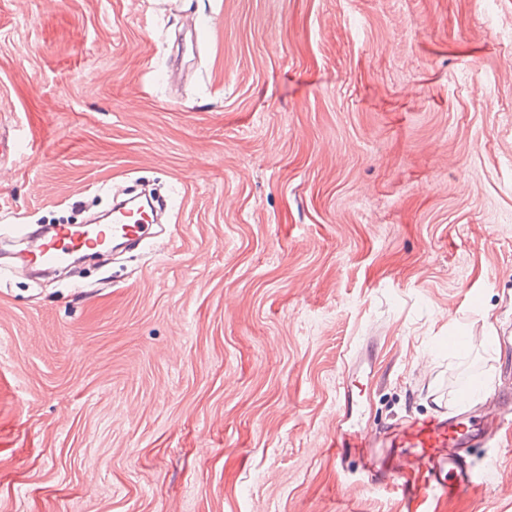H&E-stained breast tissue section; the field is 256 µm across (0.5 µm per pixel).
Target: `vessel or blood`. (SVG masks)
Masks as SVG:
<instances>
[{
    "label": "vessel or blood",
    "instance_id": "1",
    "mask_svg": "<svg viewBox=\"0 0 512 512\" xmlns=\"http://www.w3.org/2000/svg\"><path fill=\"white\" fill-rule=\"evenodd\" d=\"M160 225L141 221L136 206L119 203L100 218L98 229L88 238L75 228L59 224L44 235L37 250L28 258L30 265L48 268L66 262L73 254L107 248L110 242L138 245L154 237ZM512 425V395L502 394L501 411L494 423L460 414L437 413L425 418L413 417L397 424L386 439V450H379L375 440L359 424L339 428L336 454L354 450L372 481L400 490L405 512H430V501L448 498L482 485L485 475L465 455L466 449L483 448L493 428ZM411 461L404 467L391 461L389 449Z\"/></svg>",
    "mask_w": 512,
    "mask_h": 512
}]
</instances>
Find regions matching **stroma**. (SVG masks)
<instances>
[{
	"mask_svg": "<svg viewBox=\"0 0 512 512\" xmlns=\"http://www.w3.org/2000/svg\"><path fill=\"white\" fill-rule=\"evenodd\" d=\"M0 225L138 181L171 244L0 276V512H404L330 436L479 413L512 329V0H0ZM437 512H512V431Z\"/></svg>",
	"mask_w": 512,
	"mask_h": 512,
	"instance_id": "1",
	"label": "stroma"
}]
</instances>
